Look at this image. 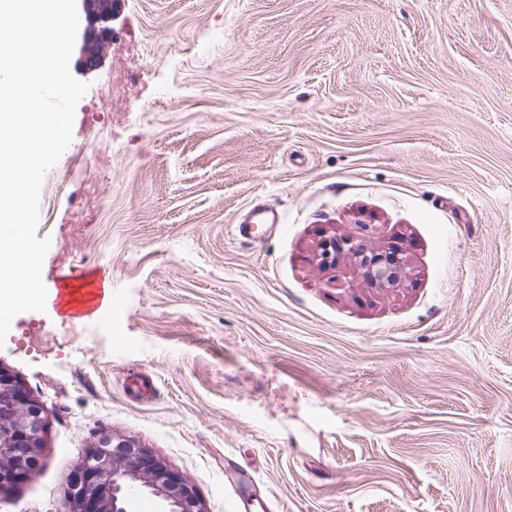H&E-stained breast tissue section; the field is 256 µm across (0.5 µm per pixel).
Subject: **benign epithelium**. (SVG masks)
Returning <instances> with one entry per match:
<instances>
[{
	"label": "benign epithelium",
	"instance_id": "benign-epithelium-1",
	"mask_svg": "<svg viewBox=\"0 0 512 512\" xmlns=\"http://www.w3.org/2000/svg\"><path fill=\"white\" fill-rule=\"evenodd\" d=\"M120 0H82L87 20L79 62L97 66ZM317 265L334 270L344 259L373 288H398L410 276L402 249L373 248L351 237L318 243ZM45 418L40 403L12 371L0 365V490L33 477L41 464ZM147 493L167 504L165 512H206L196 487L135 440L101 434L68 478L69 512H128L130 498Z\"/></svg>",
	"mask_w": 512,
	"mask_h": 512
}]
</instances>
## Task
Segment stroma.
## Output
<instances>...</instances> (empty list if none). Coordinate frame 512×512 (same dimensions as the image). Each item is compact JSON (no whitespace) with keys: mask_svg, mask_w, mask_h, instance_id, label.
<instances>
[{"mask_svg":"<svg viewBox=\"0 0 512 512\" xmlns=\"http://www.w3.org/2000/svg\"><path fill=\"white\" fill-rule=\"evenodd\" d=\"M111 28L41 188L46 310L0 345L46 423L0 512H68L104 432L208 512H512V0H123ZM256 205L280 221L247 239ZM333 236L408 281L321 270ZM90 274L111 305L64 313ZM314 256L321 269L334 271L345 258L373 288H398L410 276L402 249L396 245L373 248L351 237H328L318 243Z\"/></svg>","mask_w":512,"mask_h":512,"instance_id":"stroma-1","label":"stroma"}]
</instances>
